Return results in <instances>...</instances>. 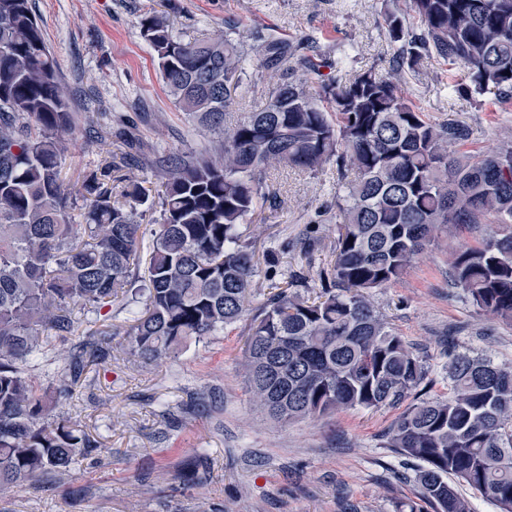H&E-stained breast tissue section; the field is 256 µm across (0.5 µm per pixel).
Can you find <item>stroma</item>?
Masks as SVG:
<instances>
[{"instance_id": "stroma-1", "label": "stroma", "mask_w": 512, "mask_h": 512, "mask_svg": "<svg viewBox=\"0 0 512 512\" xmlns=\"http://www.w3.org/2000/svg\"><path fill=\"white\" fill-rule=\"evenodd\" d=\"M405 0H33L69 95L75 129L63 174L94 170L104 142L132 137L131 167L159 190L157 164L169 151L209 152L214 138L175 104L139 21L165 11L176 35L202 39L229 26L291 40L307 38L344 61L341 77L367 67L389 72L394 47L384 14ZM465 71L434 57L401 75L410 100L436 123L466 125L467 147L491 152L512 138V100L459 97ZM269 197L241 226L259 257L254 303L270 280L313 282L334 257L336 167L267 170ZM484 226L439 233L423 257L373 303L428 368L419 398L448 393L449 355L469 353L512 366V325L490 318L448 284V253L482 238ZM275 256L274 264L262 259ZM117 299L98 315L111 352L54 413L94 439L67 473L0 491V512H396L413 503L434 512L416 481L417 464L387 445L403 405L356 409L280 423L250 403L242 371L249 318L190 341L171 358L140 363L126 331L138 311Z\"/></svg>"}]
</instances>
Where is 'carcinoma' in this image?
<instances>
[{
    "mask_svg": "<svg viewBox=\"0 0 512 512\" xmlns=\"http://www.w3.org/2000/svg\"><path fill=\"white\" fill-rule=\"evenodd\" d=\"M397 45L392 71L361 69L332 80L331 64L305 40L236 32L184 41L169 19H141L178 107L216 136L214 154H169L158 195L147 277L139 279L138 207L145 180L123 173L124 142L71 188L62 176L63 134L74 127L66 91L32 9L0 0V488L70 471L95 444L53 415L31 368L49 362L56 336L77 315L138 285L144 307L127 332L131 353L155 362L188 339L213 336L240 320L253 294L254 251L239 226L268 198L273 166L314 171L336 164V251L317 274L319 291L294 281L253 315L244 361L253 400L288 422L355 408L397 405L427 369L372 301L398 282L437 231L486 224L476 245L448 256L451 285L482 312L512 322V139L473 155L457 122L434 123L396 83L435 55L466 70L463 95L512 99V0H407V15L384 18ZM289 77L268 88L261 108L236 120L227 109L242 89L246 51ZM83 220H72L71 211ZM90 330L60 391L85 364L110 355ZM445 398L407 407L387 445L419 464L417 480L435 512H471L454 477L512 512V367L470 354L448 364Z\"/></svg>",
    "mask_w": 512,
    "mask_h": 512,
    "instance_id": "obj_1",
    "label": "carcinoma"
}]
</instances>
